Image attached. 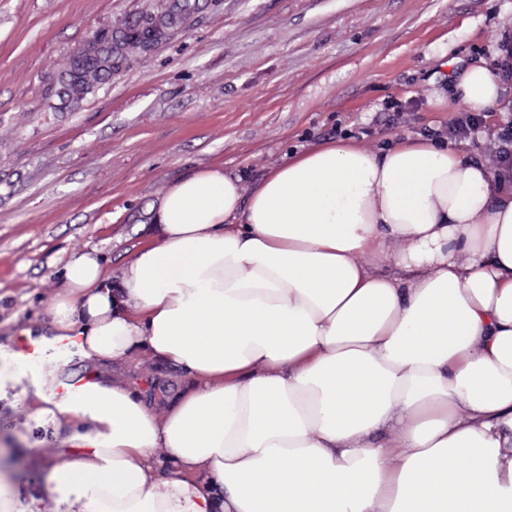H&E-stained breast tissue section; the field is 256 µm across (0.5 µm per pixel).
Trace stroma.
<instances>
[{
    "mask_svg": "<svg viewBox=\"0 0 512 512\" xmlns=\"http://www.w3.org/2000/svg\"><path fill=\"white\" fill-rule=\"evenodd\" d=\"M512 0H0V356L22 330L40 335L65 263L97 249L111 276L150 238L151 204L175 181L221 168L244 194L319 146L378 148L447 133L436 107L453 61L488 58ZM176 23L129 47L94 93L72 106L64 80L103 32L150 16ZM18 380L0 376V468L9 493L45 491L39 458L57 440L33 416L40 381L87 367L48 347ZM107 378L174 396L176 374L141 354L100 365Z\"/></svg>",
    "mask_w": 512,
    "mask_h": 512,
    "instance_id": "obj_1",
    "label": "stroma"
}]
</instances>
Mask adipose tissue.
Here are the masks:
<instances>
[{"label": "adipose tissue", "instance_id": "obj_1", "mask_svg": "<svg viewBox=\"0 0 512 512\" xmlns=\"http://www.w3.org/2000/svg\"><path fill=\"white\" fill-rule=\"evenodd\" d=\"M512 14L452 93L506 112ZM118 280L91 249L47 307L93 363L178 371L40 384L66 512H512V172L407 136L268 174L204 169L150 209ZM391 261L408 279L378 274ZM96 370L110 380L128 384L130 387L144 393L148 399L156 403L157 410L162 411L163 400H154L155 394H166L171 397L176 394V373L171 370H160L146 354H140L128 361L97 366Z\"/></svg>", "mask_w": 512, "mask_h": 512}]
</instances>
